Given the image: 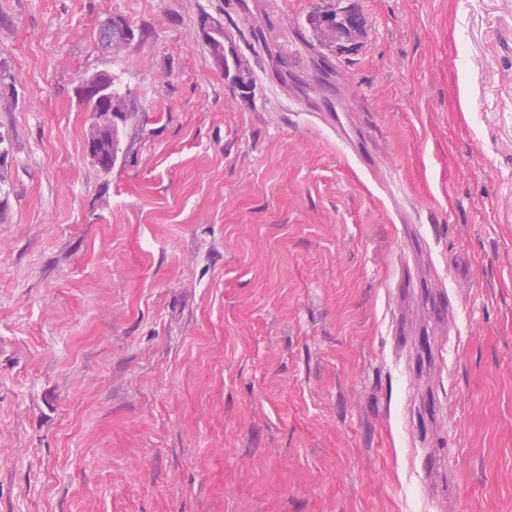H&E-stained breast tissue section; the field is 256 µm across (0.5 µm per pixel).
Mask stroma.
I'll return each mask as SVG.
<instances>
[{"mask_svg":"<svg viewBox=\"0 0 512 512\" xmlns=\"http://www.w3.org/2000/svg\"><path fill=\"white\" fill-rule=\"evenodd\" d=\"M0 63V512H512V0H0ZM352 15L351 18L346 19L344 17H338L336 15V10L331 8V13H335L334 17L331 19H321V11L313 14L311 18H309L310 24L317 30L324 34L330 35L334 37L336 40H347L350 38L352 33L356 32L358 28H353V24L355 22H359L361 25V18L359 15L353 11H349Z\"/></svg>","mask_w":512,"mask_h":512,"instance_id":"1","label":"stroma"}]
</instances>
